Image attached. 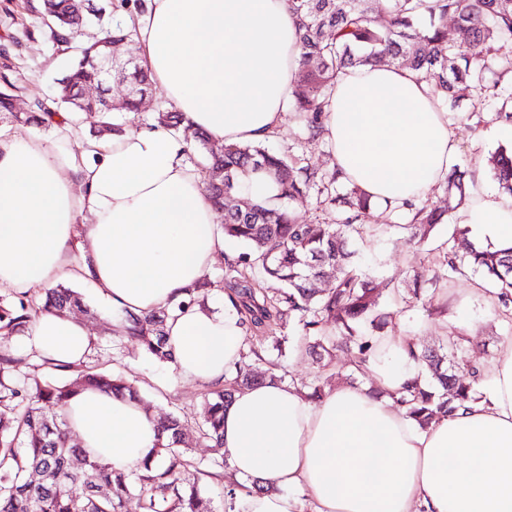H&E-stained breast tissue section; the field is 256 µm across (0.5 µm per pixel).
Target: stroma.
I'll use <instances>...</instances> for the list:
<instances>
[{
	"label": "stroma",
	"instance_id": "35a3bbf8",
	"mask_svg": "<svg viewBox=\"0 0 512 512\" xmlns=\"http://www.w3.org/2000/svg\"><path fill=\"white\" fill-rule=\"evenodd\" d=\"M40 2L0 0V78H8L18 105L26 109L38 103H51L59 79L75 59L74 49L58 45L38 15ZM475 110L480 113L479 130L473 133L457 128L454 163L465 172L470 193L495 195L499 189L491 173L480 176L476 169L487 164L498 149L512 146V128L498 118L496 107L479 108L476 93H465L453 108L457 115ZM267 146L275 152L299 155L305 164L321 171L333 165L330 145L305 141L291 121L285 122L279 134L268 140ZM430 198L448 208V221L436 226L428 239L418 243L409 241L402 229L394 227V219L387 212H374L369 221L370 232L354 237L349 244L350 249L356 251L364 273L404 285L427 269L429 260L437 255L439 243L447 239L454 225L460 222L462 212L444 187H435ZM486 285L482 275L473 272L450 282H440L436 300L442 310L433 315L427 313L422 301L398 302L400 314L387 333L412 336L418 346L433 347L440 344L444 336L460 331L470 340V352L484 361H491L503 337L512 336V323L502 321L495 314L482 292ZM68 286L82 295L89 310L82 320L95 338L88 363L121 373L139 389L147 405L175 413L188 422H198L206 384L173 380L170 366L149 361L139 344L115 329L116 312L89 283L72 280ZM260 341L269 349L281 345L282 370L287 379L294 382L310 380L321 372L326 373L332 384L339 380L353 384L365 381L364 375L353 369L349 355L338 354L331 366L326 367L315 355L299 350L295 322H287L276 334L261 336Z\"/></svg>",
	"mask_w": 512,
	"mask_h": 512
}]
</instances>
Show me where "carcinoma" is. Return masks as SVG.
Listing matches in <instances>:
<instances>
[{
    "mask_svg": "<svg viewBox=\"0 0 512 512\" xmlns=\"http://www.w3.org/2000/svg\"><path fill=\"white\" fill-rule=\"evenodd\" d=\"M376 0H286L295 22L300 57L290 112L301 124L308 141L322 138L320 118L328 103V90L340 73L357 66H395L411 70L432 84L438 105L473 90L483 100H502L500 113L512 122V93L505 95L486 74L495 66L512 67V0H388V21L380 26L373 13ZM44 14L54 21L53 37L71 44L76 36L69 19L70 0H43ZM453 24H448V20ZM112 43L122 45L137 38L134 27L116 25L102 31ZM468 52L460 53L461 45ZM93 44L76 47L77 61L59 80L58 96L71 101L74 119L96 114L103 132H119L104 105L82 97V87L97 62ZM135 89L113 107L116 112L140 111V100L149 94L150 78L136 62L113 71ZM155 126L183 130L185 151L207 149L209 137L183 122L177 112L156 106ZM493 179L502 193L512 196V149L499 150L490 158ZM268 176L277 193L266 200L250 196L252 181ZM204 191L214 209L224 214V237L246 246L226 276L232 287L228 298L247 328L272 329L283 319L296 321L300 346L318 358L332 357L346 349L357 359L374 353L376 339L397 315L393 300L401 290L391 280L377 281L363 274L348 250V241L368 229L376 205L356 186L340 179L337 170L317 175L302 159L281 155L263 143L229 144L221 154L207 156L203 168ZM446 191L462 202L467 188L461 178L449 174ZM316 194V204L342 205L334 222L306 224L293 208ZM392 215L407 214L411 238L425 239L444 220L442 207L424 201L415 207L387 203ZM469 228L456 225L448 246H440L438 271L417 277L409 292L427 299L429 314L437 312L428 286L440 278H452L466 270L481 273L497 289L498 316L512 317V246L494 248L472 244L461 255L455 250L458 236ZM335 269L329 288L311 287L322 269ZM212 282L203 281L177 303L186 310L205 305ZM80 304L70 288L59 285L0 301V512H124L131 496L140 512H212L205 487L222 488L229 510H235L236 483L226 480V460H197L181 447L187 425L174 415L160 420L161 439L155 457L140 464L116 468L91 457L72 442L62 413L70 397L84 388L139 398L133 384L116 375L80 370L60 382L56 376L71 366L42 357L47 379L30 378L24 371L27 355L6 346L25 333L43 312L63 313ZM165 309L149 314L122 313L124 335L137 340L147 357L158 364L174 362L166 337ZM409 355L420 368L419 377L407 383L394 402L424 427L438 415H450L477 401L470 374L468 339L461 333L448 336L435 349H412ZM266 362L264 350L247 346L234 367L232 381L203 396L199 438L211 448H224V408L241 388L260 385L266 376L258 372ZM80 456L83 467L72 459ZM109 488V496L97 494Z\"/></svg>",
    "mask_w": 512,
    "mask_h": 512,
    "instance_id": "cac0c4a2",
    "label": "carcinoma"
}]
</instances>
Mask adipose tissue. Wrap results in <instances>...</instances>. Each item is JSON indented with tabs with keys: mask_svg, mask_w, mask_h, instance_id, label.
I'll list each match as a JSON object with an SVG mask.
<instances>
[{
	"mask_svg": "<svg viewBox=\"0 0 512 512\" xmlns=\"http://www.w3.org/2000/svg\"><path fill=\"white\" fill-rule=\"evenodd\" d=\"M137 49L167 107L212 140L260 142L284 124L300 55L285 0H147ZM323 138L375 203L426 198L456 149L431 85L397 67L345 69ZM184 147L162 128L127 129L61 155L0 132V286L29 293L86 277L115 309H169L174 378L210 383L240 359L244 332L231 304L175 308L224 250ZM462 221L512 245V198L475 196ZM19 342L76 364L92 338L50 313ZM407 342L380 339L357 365L367 383L336 385L316 403L271 380L235 393L224 452L239 512H512V337L477 361L479 403L425 428L392 399L418 374ZM66 415L81 446L116 467L156 443L157 414L127 397L85 390ZM256 479L272 491L254 490Z\"/></svg>",
	"mask_w": 512,
	"mask_h": 512,
	"instance_id": "1",
	"label": "adipose tissue"
}]
</instances>
